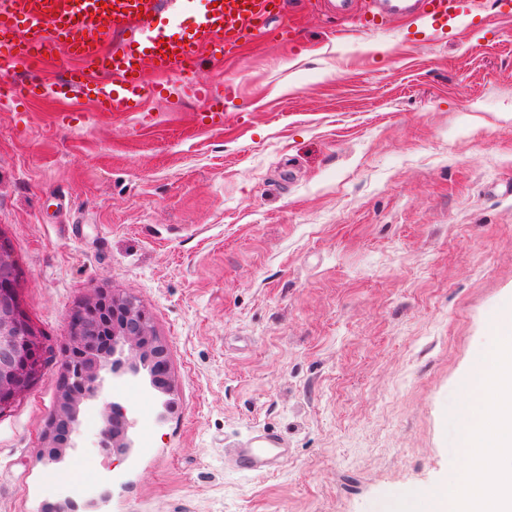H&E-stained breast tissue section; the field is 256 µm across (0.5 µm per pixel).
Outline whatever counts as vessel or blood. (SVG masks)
Returning a JSON list of instances; mask_svg holds the SVG:
<instances>
[{
  "label": "vessel or blood",
  "mask_w": 512,
  "mask_h": 512,
  "mask_svg": "<svg viewBox=\"0 0 512 512\" xmlns=\"http://www.w3.org/2000/svg\"><path fill=\"white\" fill-rule=\"evenodd\" d=\"M337 13L358 12L363 28L382 26L392 18L419 17L443 32L467 12V0H335ZM288 0H181L171 11L166 0H0V69L17 66L38 70L48 45L66 47L75 64L60 81L4 82L0 101L21 107L37 95L64 100L59 124L92 105L98 112H140L161 85L149 75L195 81L199 63L212 44L231 56L239 47L272 36H287ZM208 100L201 123L224 121V100L231 86L197 83ZM278 438L261 435L234 449L229 460L236 471L271 472L285 456Z\"/></svg>",
  "instance_id": "obj_1"
}]
</instances>
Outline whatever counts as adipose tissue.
<instances>
[{"mask_svg":"<svg viewBox=\"0 0 512 512\" xmlns=\"http://www.w3.org/2000/svg\"><path fill=\"white\" fill-rule=\"evenodd\" d=\"M460 444L468 455L494 448L501 465L496 483L500 496L464 501L461 512H512V339L487 352L479 383L462 401Z\"/></svg>","mask_w":512,"mask_h":512,"instance_id":"1","label":"adipose tissue"}]
</instances>
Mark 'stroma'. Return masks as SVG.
I'll return each mask as SVG.
<instances>
[{
  "label": "stroma",
  "mask_w": 512,
  "mask_h": 512,
  "mask_svg": "<svg viewBox=\"0 0 512 512\" xmlns=\"http://www.w3.org/2000/svg\"><path fill=\"white\" fill-rule=\"evenodd\" d=\"M432 42L413 19L359 31L292 0L287 40L225 57L224 124L173 83L135 112L0 104V236L53 350L95 289L133 297L168 346L174 410L107 464L82 424L80 476L106 512H369L465 468L445 406L512 310V17L495 0ZM59 364L0 416V512L57 500L39 449ZM161 412L140 377L104 401ZM275 435L268 475L224 451ZM101 486H93L95 473Z\"/></svg>",
  "instance_id": "35a3bbf8"
}]
</instances>
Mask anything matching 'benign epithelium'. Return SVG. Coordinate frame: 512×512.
I'll use <instances>...</instances> for the list:
<instances>
[{
  "label": "benign epithelium",
  "mask_w": 512,
  "mask_h": 512,
  "mask_svg": "<svg viewBox=\"0 0 512 512\" xmlns=\"http://www.w3.org/2000/svg\"><path fill=\"white\" fill-rule=\"evenodd\" d=\"M18 282L14 278L13 258L0 254V398L15 401L27 389V379L42 352L37 341L21 339L25 326L15 311ZM69 349L81 355L73 367L63 363L57 405L76 408L103 395V374L114 379L137 376L147 371L150 387L158 394L171 391L169 353L166 344L151 331L146 313L130 297H119L98 290L74 310L69 326ZM98 447L108 461L126 459L135 451L130 430L133 421L119 402L103 405ZM79 425L75 419L50 424L40 455L50 463H61L77 447ZM112 497L104 488L98 497L77 501L66 497L44 503L49 512H103Z\"/></svg>",
  "instance_id": "1"
}]
</instances>
